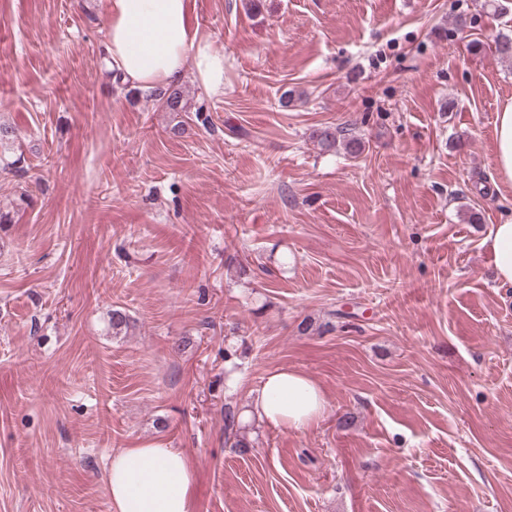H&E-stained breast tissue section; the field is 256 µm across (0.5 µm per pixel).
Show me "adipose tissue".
I'll return each instance as SVG.
<instances>
[{"mask_svg": "<svg viewBox=\"0 0 512 512\" xmlns=\"http://www.w3.org/2000/svg\"><path fill=\"white\" fill-rule=\"evenodd\" d=\"M109 65L124 82L144 90L177 85L193 69L205 87L224 89V54L192 17L190 0H108ZM495 170L512 183V99L495 116ZM496 276L512 285V217L489 236ZM326 409L321 387L288 369L268 372L254 390L249 416L275 427L302 429ZM114 512H193L194 475L182 449L149 445L112 455L105 479Z\"/></svg>", "mask_w": 512, "mask_h": 512, "instance_id": "1", "label": "adipose tissue"}]
</instances>
